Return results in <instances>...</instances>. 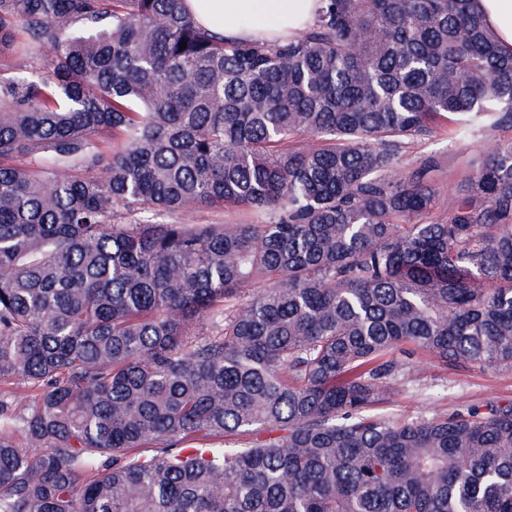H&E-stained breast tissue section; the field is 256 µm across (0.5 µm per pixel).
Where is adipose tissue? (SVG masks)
Returning a JSON list of instances; mask_svg holds the SVG:
<instances>
[{"mask_svg": "<svg viewBox=\"0 0 512 512\" xmlns=\"http://www.w3.org/2000/svg\"><path fill=\"white\" fill-rule=\"evenodd\" d=\"M194 21L226 40L277 44L309 28L321 0H186Z\"/></svg>", "mask_w": 512, "mask_h": 512, "instance_id": "ef3b65f1", "label": "adipose tissue"}]
</instances>
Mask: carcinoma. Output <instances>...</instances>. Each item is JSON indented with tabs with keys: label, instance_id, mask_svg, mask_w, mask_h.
Instances as JSON below:
<instances>
[{
	"label": "carcinoma",
	"instance_id": "cac0c4a2",
	"mask_svg": "<svg viewBox=\"0 0 512 512\" xmlns=\"http://www.w3.org/2000/svg\"><path fill=\"white\" fill-rule=\"evenodd\" d=\"M322 2L0 0V512H512L511 401L377 409L415 350L512 368V53L479 0ZM442 131L487 148L427 221ZM202 28L228 41L271 44L295 38L309 28L321 0H186ZM187 224H222L224 222H237L244 217L234 210L219 207H199L190 213ZM37 388L28 384H1L0 383V400L3 401L13 415H19L27 412V408L33 401V397L37 394Z\"/></svg>",
	"mask_w": 512,
	"mask_h": 512
}]
</instances>
